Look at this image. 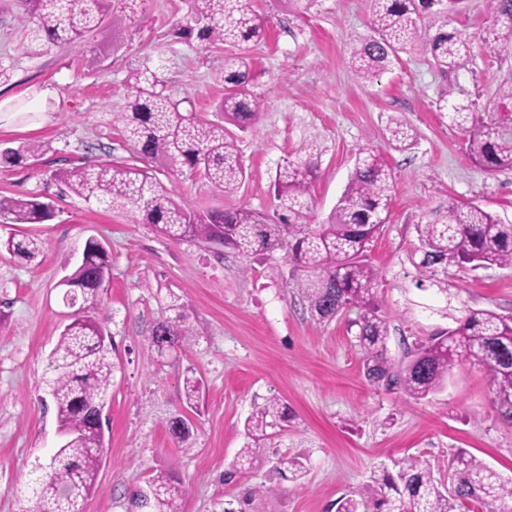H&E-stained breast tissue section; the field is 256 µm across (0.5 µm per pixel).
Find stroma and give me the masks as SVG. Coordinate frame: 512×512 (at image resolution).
<instances>
[{"label":"stroma","mask_w":512,"mask_h":512,"mask_svg":"<svg viewBox=\"0 0 512 512\" xmlns=\"http://www.w3.org/2000/svg\"><path fill=\"white\" fill-rule=\"evenodd\" d=\"M269 18L265 37L249 43L263 101L260 120L242 136L246 179L231 194L199 176L164 170L158 178L176 201L197 210L248 207L274 210L276 170L286 161L318 155L319 173L308 220L323 223L352 172L355 156L372 150L390 165L395 193L389 217L371 246L380 272V314L389 325V349L453 326L466 310L512 314V269L449 267L444 288L416 286L410 255L415 227L431 209L474 203L512 223V170L475 166L466 137L437 105L469 100L490 106L497 86L512 77V49L493 50L480 35L486 0H457L449 15L429 13L422 24H448L472 42V56L456 73H441L414 49L370 83L356 76L350 49L370 36L368 0H253ZM189 0H112L121 28L104 24L79 44L26 54L32 20L17 0H0V148L44 144L43 153L0 167V196H37L52 202L43 224H1L0 240L32 235L42 252L23 260L0 251V512H24L28 474L57 444L53 409L43 408L49 355L70 310L58 283L76 267L88 238L108 250L112 268L90 316L112 338L117 365L108 429L95 493L85 512H130L132 493L169 471L188 485L183 512H213L217 501L245 487L271 485L269 512H331L340 496L356 492L380 467L421 455L442 468L463 448L512 479V423L494 404L493 383L480 367L453 369L447 386L422 400L371 385L363 355L348 327L354 312L314 323L283 251L240 275L243 258L192 241L172 242L128 214L103 210L64 192L59 169L127 158L116 120L130 92L129 78L151 59L172 99L206 119L224 96L223 47L173 34ZM416 131L412 149L383 139L390 118ZM181 297L195 342L176 364L154 361L148 338L169 294ZM193 369L204 383V404L191 445L175 442L162 420L181 411L182 375ZM280 398L293 417L258 460L232 482L223 476L245 443L244 423L256 406ZM303 452L308 472L293 481L278 476L279 459Z\"/></svg>","instance_id":"35a3bbf8"}]
</instances>
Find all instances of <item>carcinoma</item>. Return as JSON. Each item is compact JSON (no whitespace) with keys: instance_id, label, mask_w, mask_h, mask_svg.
<instances>
[{"instance_id":"1","label":"carcinoma","mask_w":512,"mask_h":512,"mask_svg":"<svg viewBox=\"0 0 512 512\" xmlns=\"http://www.w3.org/2000/svg\"><path fill=\"white\" fill-rule=\"evenodd\" d=\"M35 18L27 48L57 43H81L97 31L109 10V0H18ZM443 5V0H371L374 35L352 51L356 74L372 81L399 60V53L419 48L443 72H456L471 57L469 39L443 27L430 33L421 16ZM491 24L480 34L490 48L512 47V0H487ZM268 17L254 9L252 0H193L190 16L175 30L192 33L209 44L227 45L234 53L225 59L224 99L218 111L224 121L213 122L180 108L165 94L163 81L149 62L131 76L126 110L118 113L129 159L120 163L74 166L56 174L70 193L105 210H118L153 225L164 238L191 240L224 248L248 259L283 250L294 267L305 272L296 288L313 320L330 322L356 310L351 325L364 355L366 380L387 390H398L415 400L441 391L452 370L462 362L484 369L495 387L500 416L512 422V316L494 311L468 310L456 327L440 331L428 341L406 348L396 360L389 354L386 321L378 314L375 285L379 272L366 252L389 216L394 177L379 154L361 152L334 210L323 224L308 223L318 157L310 152L286 162L275 177V211L263 215L247 208L198 212L175 201L156 176L154 165L187 168L213 189L232 193L245 178L237 132L257 124L260 98L254 93L252 59L246 45L262 38ZM451 122L466 134L470 160L493 173L512 169V78L500 83L487 112L476 103L439 105ZM387 145L406 150L415 142L412 129L399 120L386 127ZM53 205L27 195L0 198V222L42 224L52 217ZM418 245L411 253L419 282H440L448 266L512 269V224L477 204L454 201L430 212L416 225ZM6 251L33 258L41 250L37 237L8 238ZM86 262L70 274L80 294L63 297L78 305L77 313L61 331L49 361L44 383L55 410L57 426L66 438L51 457L38 461L28 482L30 507L25 512H84L96 490L104 457V430L89 420V411L109 398L115 363L112 339L106 328L84 312L97 302V284L110 276L104 245L90 238L84 246ZM152 326L148 350L159 359L175 362L192 335L185 306L172 296ZM201 381L186 370L182 403L196 412ZM290 419L288 406L271 397L247 418V438L267 440L279 434ZM168 433L179 443L194 436V426L183 413L165 419ZM256 449L248 443L239 451L241 467L224 473L231 481L251 465ZM307 459L290 456L274 466L276 474L300 479ZM271 486H254L242 497L218 503L219 512H266ZM186 486L165 472L148 481L147 496L136 493L132 505L141 512H182ZM512 512V482L504 480L483 460L464 450L452 454L448 483L433 475L430 462L411 456L392 473L373 474L355 494L336 501V512Z\"/></svg>"}]
</instances>
